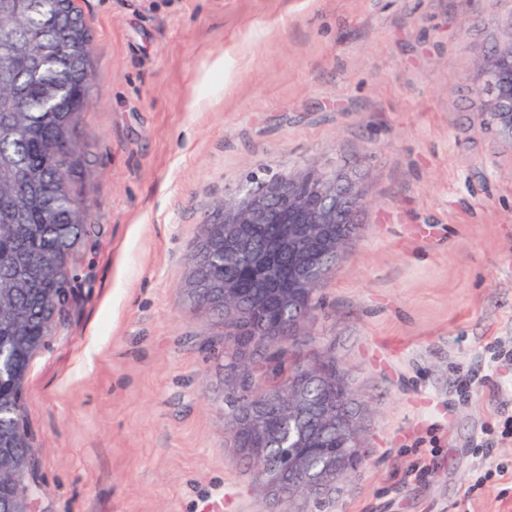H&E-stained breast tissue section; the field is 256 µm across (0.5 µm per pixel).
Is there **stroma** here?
<instances>
[{
    "label": "stroma",
    "instance_id": "obj_1",
    "mask_svg": "<svg viewBox=\"0 0 512 512\" xmlns=\"http://www.w3.org/2000/svg\"><path fill=\"white\" fill-rule=\"evenodd\" d=\"M88 234L22 386L32 512H274L225 427L199 230L251 177L343 168L358 232L288 348L332 349L368 459L289 512H512V144L475 66L512 0H78Z\"/></svg>",
    "mask_w": 512,
    "mask_h": 512
}]
</instances>
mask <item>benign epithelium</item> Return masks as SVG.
<instances>
[{"instance_id": "benign-epithelium-1", "label": "benign epithelium", "mask_w": 512, "mask_h": 512, "mask_svg": "<svg viewBox=\"0 0 512 512\" xmlns=\"http://www.w3.org/2000/svg\"><path fill=\"white\" fill-rule=\"evenodd\" d=\"M66 80V74L58 73L45 84L48 103L55 102ZM472 87L480 99L484 123L495 136L512 142V26L495 49L477 63ZM364 200L363 188L343 173L307 168L283 172L256 186L248 183L217 212L215 223L223 228L224 254L245 259L254 280L274 287L282 308L295 306L292 314H282L272 325L270 335L282 342L298 335L307 321L304 307L295 305L298 295H312L328 276L326 268L307 257V247L315 240L336 245V225L357 223ZM264 229L271 230V245L268 251L259 252L252 247L249 232ZM218 292L222 303L236 311L245 305L259 316L268 307L264 288H242L230 279L224 281ZM18 349V341L0 336V388L18 365ZM311 379L319 382L325 393L314 431H334L347 423L357 429L364 427L362 412L336 411V379L324 372L291 385L282 395V401L288 405V427L261 429L254 424L261 417L259 413L229 421L232 430H247L253 451L260 456L272 441L282 448L294 449L286 472L267 462L260 465L259 483L270 497L284 505L328 491L351 473L344 458L336 453L305 447L304 418L312 407L305 387ZM7 439V435L0 433V472L9 466L18 467L17 457L6 447Z\"/></svg>"}]
</instances>
